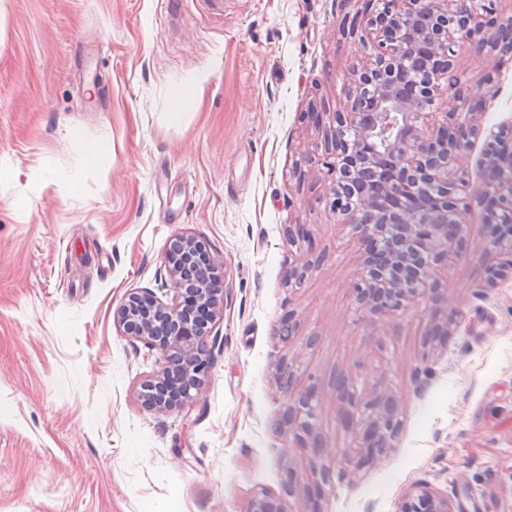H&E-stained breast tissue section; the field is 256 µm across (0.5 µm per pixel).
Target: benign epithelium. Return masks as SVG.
<instances>
[{
	"label": "benign epithelium",
	"mask_w": 512,
	"mask_h": 512,
	"mask_svg": "<svg viewBox=\"0 0 512 512\" xmlns=\"http://www.w3.org/2000/svg\"><path fill=\"white\" fill-rule=\"evenodd\" d=\"M347 32L370 50L354 71L347 103L334 113L325 165L335 175L334 211L350 224L364 259L352 294L359 316L381 319L426 304L435 266L461 254L468 225V189L484 208L482 247L509 254L512 267V136L493 135L477 181L460 170L477 136L474 118L484 98H467L448 50L512 46V19L498 21L492 0H366ZM446 111H430L436 102ZM170 301L134 291L115 310L128 337L160 351V368L140 384L144 408L164 415L196 403L210 372L208 338L224 310L223 263L197 238L175 234L166 252ZM207 264L211 277L197 270ZM340 410L361 448L353 462L338 453L336 466L352 473L378 462L399 433L403 402L386 390L357 394L339 376ZM317 402L301 393L288 406V433L308 439L327 456L313 432ZM295 494H254L248 512H288ZM398 512H461L455 498L426 483L403 496Z\"/></svg>",
	"instance_id": "benign-epithelium-1"
}]
</instances>
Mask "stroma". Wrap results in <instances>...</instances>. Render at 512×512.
Returning a JSON list of instances; mask_svg holds the SVG:
<instances>
[{"instance_id": "stroma-1", "label": "stroma", "mask_w": 512, "mask_h": 512, "mask_svg": "<svg viewBox=\"0 0 512 512\" xmlns=\"http://www.w3.org/2000/svg\"><path fill=\"white\" fill-rule=\"evenodd\" d=\"M362 0H0V512H248L313 451L286 434L289 395L313 390L315 432L353 456L336 376L404 403L393 448L355 479L331 467L290 512H397L414 483L463 512H512V271L488 281L482 208L472 244L436 271L434 299L375 322L351 287L362 257L336 221L325 132L367 53L342 30ZM485 96L486 129H512V51L455 57ZM196 106L168 119L186 80ZM110 139L112 165L83 160ZM305 238L289 243L288 225ZM188 232L223 263L224 314L200 401L159 416L137 398L158 350L114 312L169 280ZM306 268L292 282L293 268ZM450 314L447 345L428 342ZM296 329L279 336L284 317ZM293 375L282 389V369Z\"/></svg>"}]
</instances>
